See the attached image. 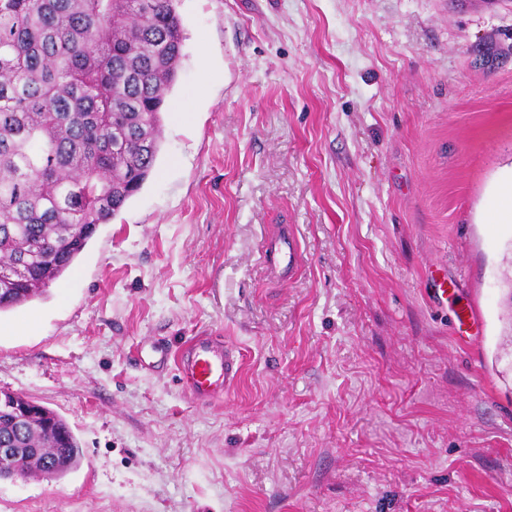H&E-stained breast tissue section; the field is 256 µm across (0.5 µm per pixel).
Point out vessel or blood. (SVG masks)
Masks as SVG:
<instances>
[{
	"label": "vessel or blood",
	"mask_w": 512,
	"mask_h": 512,
	"mask_svg": "<svg viewBox=\"0 0 512 512\" xmlns=\"http://www.w3.org/2000/svg\"><path fill=\"white\" fill-rule=\"evenodd\" d=\"M262 251L268 269L278 278L291 273L299 260L295 237L285 227L263 241ZM177 366L190 396L202 403L231 387L239 371L232 350L219 349L205 337L179 354Z\"/></svg>",
	"instance_id": "obj_1"
}]
</instances>
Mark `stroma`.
Returning <instances> with one entry per match:
<instances>
[{
    "mask_svg": "<svg viewBox=\"0 0 512 512\" xmlns=\"http://www.w3.org/2000/svg\"><path fill=\"white\" fill-rule=\"evenodd\" d=\"M177 10L151 176L0 311V390L82 449L1 478L0 512H512V0ZM276 224L302 253L282 285ZM199 336L239 351L207 405L175 363ZM267 268L276 278H284L296 267L299 254L293 233L283 226L262 243Z\"/></svg>",
    "mask_w": 512,
    "mask_h": 512,
    "instance_id": "1",
    "label": "stroma"
}]
</instances>
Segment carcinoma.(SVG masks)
Returning <instances> with one entry per match:
<instances>
[{"label": "carcinoma", "mask_w": 512, "mask_h": 512, "mask_svg": "<svg viewBox=\"0 0 512 512\" xmlns=\"http://www.w3.org/2000/svg\"><path fill=\"white\" fill-rule=\"evenodd\" d=\"M177 0H0V310L59 278L140 190L185 40ZM0 408V446L81 449Z\"/></svg>", "instance_id": "cac0c4a2"}]
</instances>
